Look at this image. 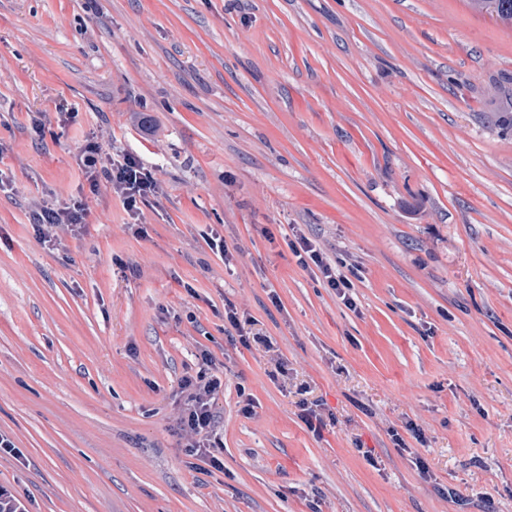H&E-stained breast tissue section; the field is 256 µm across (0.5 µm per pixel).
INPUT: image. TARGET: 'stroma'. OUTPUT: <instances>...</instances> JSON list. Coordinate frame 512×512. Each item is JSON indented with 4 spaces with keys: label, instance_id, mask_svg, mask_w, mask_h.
Segmentation results:
<instances>
[{
    "label": "stroma",
    "instance_id": "obj_1",
    "mask_svg": "<svg viewBox=\"0 0 512 512\" xmlns=\"http://www.w3.org/2000/svg\"><path fill=\"white\" fill-rule=\"evenodd\" d=\"M102 125L165 183L147 238L84 178ZM0 144V430L26 456L0 481L32 512H512V25L468 0H0ZM76 198L68 252L40 244L34 210ZM228 301L286 380L231 343ZM202 349L212 475L169 429ZM409 420L433 482L388 435ZM288 247L303 269L313 272L328 288L336 292V296L342 300L346 307L356 310V302L350 294V291L354 288L353 283L336 268L335 264H332L310 237L303 231L297 230L294 239L288 242ZM224 320L227 321L229 325L232 326L237 331V335L239 336V342L243 346H250V336H252L253 342L262 344L266 349V352H272V354H270V363L273 365V369L269 372V376L271 379H273L274 381L278 380L279 375L282 377H287V362L282 357L275 353V350L271 342L259 337V334H253L251 328H245L247 325H252V320L249 319L248 317H245L244 313L242 315V318H240V314L235 304L231 302H227L226 304H224Z\"/></svg>",
    "mask_w": 512,
    "mask_h": 512
}]
</instances>
